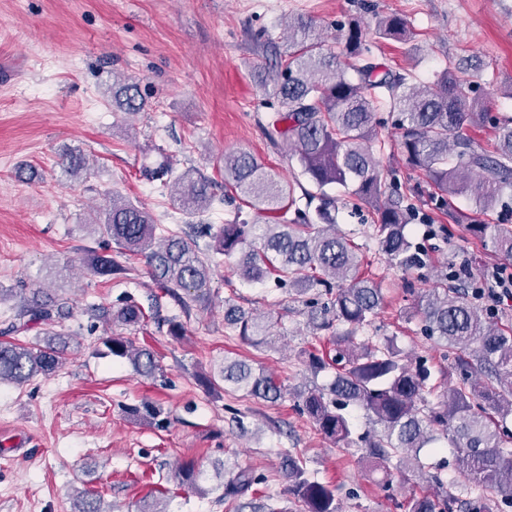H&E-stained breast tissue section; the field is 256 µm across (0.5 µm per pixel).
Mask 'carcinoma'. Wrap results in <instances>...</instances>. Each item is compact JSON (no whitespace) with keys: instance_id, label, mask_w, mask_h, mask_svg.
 Listing matches in <instances>:
<instances>
[{"instance_id":"1","label":"carcinoma","mask_w":512,"mask_h":512,"mask_svg":"<svg viewBox=\"0 0 512 512\" xmlns=\"http://www.w3.org/2000/svg\"><path fill=\"white\" fill-rule=\"evenodd\" d=\"M375 36L402 44L411 41L406 21L398 15L379 19ZM370 47L359 27H349L339 51L325 47L323 34L311 19L298 16L288 22L287 63L261 86L281 111L266 127L272 143L282 139L315 186L302 196L306 206L318 201L313 217L297 207L294 188L267 169L254 154H224V185L239 192L257 211L277 215L274 223L250 224L235 217L223 224H189L165 234L158 232L151 213L120 196L94 223L100 235L127 255L145 259L149 274L164 293L179 288L189 293L181 301L204 304L213 268L219 257L239 256L235 272L246 284L272 278L277 287L297 296L312 292L326 297L310 305L309 325L317 331L308 352L316 373L331 369L326 386L299 394L300 411L315 428L336 444L347 443L353 424L346 409L356 407L378 426L369 440V455L377 460L384 478L425 468L420 451L441 440L453 447L452 466L468 480L489 489L500 502V512L512 508V327L486 320L476 305L475 288H453L440 282L422 295L416 315L425 336L434 345L458 356L454 380L443 400L432 404L427 395L430 371L426 360L411 359L386 338L357 342V332L372 325L383 300L378 283L360 272L359 244L336 231L335 199L325 188L339 185L374 208L381 252L397 267L410 269L423 262L422 253L406 234L411 208L405 198L383 181L373 149L378 141L374 111L386 104L399 114V145L406 160L426 173L441 205L467 193L476 204L501 201L512 187V118L495 121L491 152L479 148L464 133L466 126L484 120L452 69L437 77V87L416 82L410 73H394L370 62ZM112 105L134 115L145 107L139 84L132 78L112 85ZM85 156L71 154L65 170L72 177L88 171ZM143 175L175 191V200L192 216L211 209L213 182L201 173L175 175L169 164L144 169ZM295 219L288 222V209ZM477 237L491 239L497 251L512 258V229L500 224H472ZM91 273L107 279L126 275L128 268L108 251L88 258ZM16 300L12 315L0 332V384L23 385L37 376L50 377L62 369L75 351L72 334L56 330L70 314L69 298L46 288L0 289V305ZM145 307L134 299L111 314L125 326L144 322ZM224 324L256 347L271 345L274 323L268 315L246 311L224 301ZM40 329V335L22 342L13 334ZM326 335H320V332ZM105 354L130 362L136 374L152 378L160 370L155 353L136 347L124 336L102 339ZM244 389L268 402L281 399L283 387L270 373L253 375L245 361L224 357V365L206 379L210 388ZM443 467L429 475L434 491L402 504L404 512H492L482 498L461 499L448 491ZM281 473L288 492L304 512H339L336 489L311 476L303 461L284 453ZM167 482L200 495L220 492L219 499L240 509L239 501L257 492L266 478L237 464L214 468L213 473L192 462L175 466ZM72 512H104L100 497L82 492Z\"/></svg>"}]
</instances>
